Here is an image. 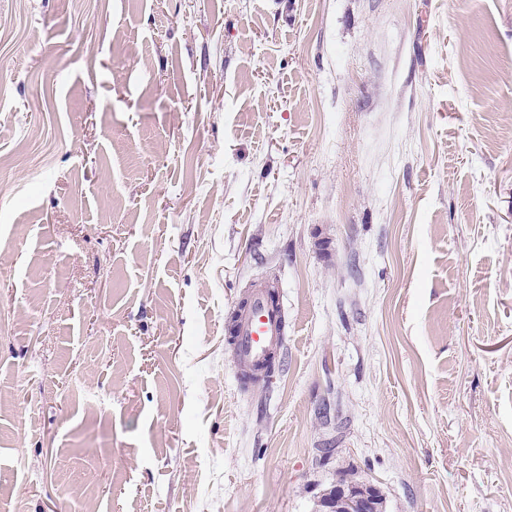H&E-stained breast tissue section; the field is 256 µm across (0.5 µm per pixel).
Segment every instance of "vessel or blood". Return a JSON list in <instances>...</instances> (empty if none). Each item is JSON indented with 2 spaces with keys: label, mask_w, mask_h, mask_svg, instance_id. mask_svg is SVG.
<instances>
[{
  "label": "vessel or blood",
  "mask_w": 512,
  "mask_h": 512,
  "mask_svg": "<svg viewBox=\"0 0 512 512\" xmlns=\"http://www.w3.org/2000/svg\"><path fill=\"white\" fill-rule=\"evenodd\" d=\"M286 323L280 303L270 298L268 288L251 289L240 304L233 335L234 364L238 376H245L286 346Z\"/></svg>",
  "instance_id": "obj_1"
}]
</instances>
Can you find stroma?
<instances>
[{
	"label": "stroma",
	"mask_w": 512,
	"mask_h": 512,
	"mask_svg": "<svg viewBox=\"0 0 512 512\" xmlns=\"http://www.w3.org/2000/svg\"><path fill=\"white\" fill-rule=\"evenodd\" d=\"M344 471L512 512V0H0V512H314ZM270 292V288H252L236 312L232 343L241 380L283 350L288 340L283 309L278 300L271 301Z\"/></svg>",
	"instance_id": "1"
}]
</instances>
